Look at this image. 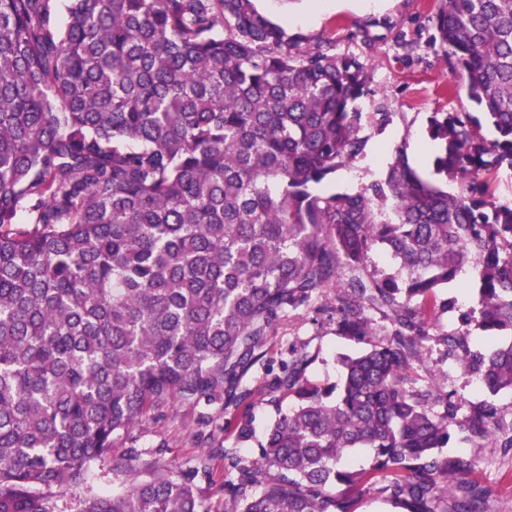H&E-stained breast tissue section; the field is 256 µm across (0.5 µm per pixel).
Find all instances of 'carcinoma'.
<instances>
[{
    "label": "carcinoma",
    "instance_id": "carcinoma-1",
    "mask_svg": "<svg viewBox=\"0 0 512 512\" xmlns=\"http://www.w3.org/2000/svg\"><path fill=\"white\" fill-rule=\"evenodd\" d=\"M0 0V512H210L188 479L118 441L172 401L239 408L278 318L337 289V331L389 340L314 386L300 353L268 383L293 399L252 457L207 451L235 479L224 512H356L375 490L404 512H486L476 460L451 430L496 436L482 401L408 374L465 267L484 333L445 335L495 395L512 390V0H436V39L482 111L435 112L432 179L403 147L355 193L317 187L363 155L364 65L302 48L250 0ZM496 132L492 139L481 123ZM456 182L460 190L448 191ZM378 248L403 276L364 274ZM371 464L353 470V455ZM106 459L145 479L121 495L85 485ZM383 475L375 488L373 479ZM494 196L500 201L512 200V169L506 165L491 175Z\"/></svg>",
    "mask_w": 512,
    "mask_h": 512
}]
</instances>
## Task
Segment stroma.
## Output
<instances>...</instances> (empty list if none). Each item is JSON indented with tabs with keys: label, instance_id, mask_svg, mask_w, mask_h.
I'll return each mask as SVG.
<instances>
[{
	"label": "stroma",
	"instance_id": "stroma-1",
	"mask_svg": "<svg viewBox=\"0 0 512 512\" xmlns=\"http://www.w3.org/2000/svg\"><path fill=\"white\" fill-rule=\"evenodd\" d=\"M251 5L301 46L332 43L336 53L356 56L366 68L367 93L358 102L365 152L324 182L323 193L355 192L380 179L398 146L423 175H430L426 128L431 113L473 109L463 77L452 75L440 44L433 40L435 0H251ZM382 112L390 115L384 126L378 121ZM357 348V343L338 334L334 302L321 297L277 323L262 362L244 377V386L253 392L246 413L248 441L240 443L221 432V404L190 408L174 402L163 419L135 429V446L153 454L178 477L187 475L200 454L220 445L257 454L271 423L291 405L290 399L268 392L267 375L280 373L293 352L300 351L310 359L309 383H332L339 376L338 355ZM409 373L421 384L434 377L445 381L463 416L485 397L477 379L438 341L428 343L423 360L412 362ZM444 453L476 458L473 478L488 492V512H512V448L500 447L493 439L475 443L457 432Z\"/></svg>",
	"mask_w": 512,
	"mask_h": 512
}]
</instances>
